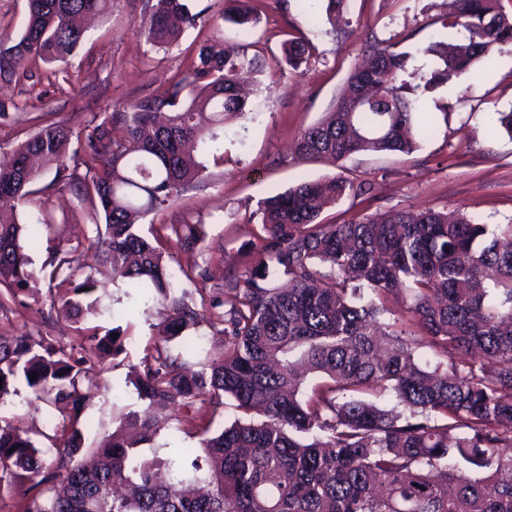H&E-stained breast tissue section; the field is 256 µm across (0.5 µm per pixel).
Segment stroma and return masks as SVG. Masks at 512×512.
Returning <instances> with one entry per match:
<instances>
[{"label": "stroma", "mask_w": 512, "mask_h": 512, "mask_svg": "<svg viewBox=\"0 0 512 512\" xmlns=\"http://www.w3.org/2000/svg\"><path fill=\"white\" fill-rule=\"evenodd\" d=\"M252 6L260 17L256 27H227L223 33L266 59L263 81L273 86L274 95L254 117H227L218 141L199 155L206 166L203 179L168 211L142 219L145 227L203 222L204 242L193 251L173 248L171 269L199 267L206 271V287L222 286L256 258L259 228L251 213L258 202L301 182L332 176L366 180L373 192L368 200L348 197L327 210L323 219L328 223L425 208H459L488 224L512 219V137L489 129L497 113L512 110V52L496 55L467 82L445 84L423 97L425 111L447 114L448 120L413 153L361 152L335 163L313 161L295 153L297 136L330 111L365 46L393 36L399 50L411 51L440 39L436 18L444 0H348L345 21L334 28L316 19L314 10L288 7L283 0H252ZM146 19L145 0H114L109 15L90 22L87 41L72 64H37L12 82H0V102L9 108L0 118V149L10 150L34 133L42 113L54 112L56 120L77 130L92 114L121 111L186 70L197 31L157 48L133 31ZM292 38L308 45V61L298 72L283 53L284 42ZM52 202V228L27 248L34 278L26 305L11 319L0 320V335L41 333L66 346L76 337L70 320L53 305L55 290L42 267L53 251L91 237L93 228L91 208L77 190L56 191ZM84 261L100 283L99 296L114 309L113 319L101 325L120 328L124 344L123 352L102 362L107 388L86 408L91 427L85 445L92 449L126 413L144 408L131 379L169 310L126 297L124 285L113 282L110 269L98 264L93 251H85ZM55 413V407L23 388L0 407V423L21 422L39 434L43 447Z\"/></svg>", "instance_id": "stroma-1"}]
</instances>
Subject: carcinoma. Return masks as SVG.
Returning a JSON list of instances; mask_svg holds the SVG:
<instances>
[{"instance_id":"cac0c4a2","label":"carcinoma","mask_w":512,"mask_h":512,"mask_svg":"<svg viewBox=\"0 0 512 512\" xmlns=\"http://www.w3.org/2000/svg\"><path fill=\"white\" fill-rule=\"evenodd\" d=\"M191 0H155L134 32L153 47L171 46L187 29L254 25L248 0H226L217 19ZM331 25L347 0H323ZM112 12V0H26L18 40L0 46V80L32 59L65 62L87 39L79 20ZM442 25L456 43L433 41L413 52L383 40L347 78L332 111L302 130L295 147L334 163L371 151L408 154L433 128L424 94L465 81L494 50L512 51V14L501 0H447ZM190 67L161 91L75 131L46 112L38 129L0 162V198L34 207L49 229L50 198L31 189L38 158L51 185H74L92 206L88 248L112 272L134 282L146 302L171 318L158 330L134 382L147 412L127 414L99 461H78L89 426L83 413L102 387L95 359L121 351L88 319L103 316L96 280L80 246L57 250L49 281L66 288L62 314L80 344L43 335L0 336V402L25 385L66 410L54 426L52 460L27 432L0 425V491L32 476L54 486L18 503L21 512H512V220L485 224L460 211H388L324 224L323 211L371 185L332 177L304 181L262 200V256L224 284V300L192 307L170 272L169 245L194 250L202 222L153 224L204 166L189 145L246 116L241 82L267 64L246 47L210 35ZM308 47L290 40L294 69ZM25 225L0 212V313L15 312L29 290ZM224 310H219V307ZM221 325L224 355L186 368L169 343L201 324ZM37 374L36 379L30 375ZM232 401L241 414L221 431L210 415ZM177 420L199 433L204 457H145L139 448Z\"/></svg>"}]
</instances>
